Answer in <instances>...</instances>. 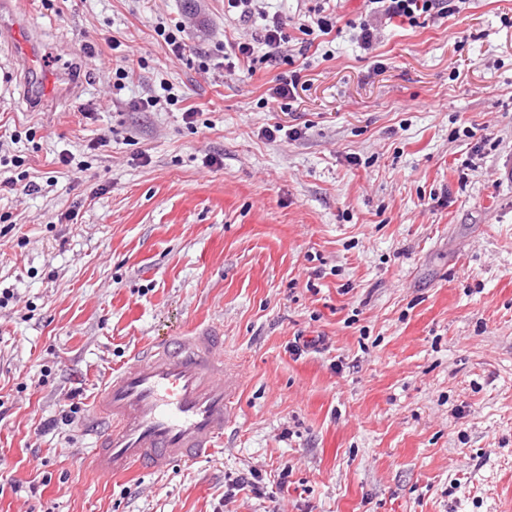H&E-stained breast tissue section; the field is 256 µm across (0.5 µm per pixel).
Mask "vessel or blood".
Listing matches in <instances>:
<instances>
[{
	"label": "vessel or blood",
	"mask_w": 512,
	"mask_h": 512,
	"mask_svg": "<svg viewBox=\"0 0 512 512\" xmlns=\"http://www.w3.org/2000/svg\"><path fill=\"white\" fill-rule=\"evenodd\" d=\"M14 61L31 100L50 92L44 60L20 25L9 29ZM235 422L224 381V334L206 327L151 341L110 372L96 393L88 432L98 475L167 472L204 458Z\"/></svg>",
	"instance_id": "1"
}]
</instances>
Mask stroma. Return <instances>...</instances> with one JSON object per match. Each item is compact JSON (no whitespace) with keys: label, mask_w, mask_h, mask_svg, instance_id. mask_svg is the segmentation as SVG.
<instances>
[{"label":"stroma","mask_w":512,"mask_h":512,"mask_svg":"<svg viewBox=\"0 0 512 512\" xmlns=\"http://www.w3.org/2000/svg\"><path fill=\"white\" fill-rule=\"evenodd\" d=\"M269 7L301 70L285 112L263 106L288 70L265 45L225 67L262 22L224 0L0 5L60 86L30 101L0 47V512H512V0L374 18L368 49L346 26L302 43L305 0ZM180 19L178 57L155 28ZM163 82L180 103L135 109ZM277 123L299 137L262 136ZM208 326L223 446L97 476L105 376ZM250 469L263 497L233 488Z\"/></svg>","instance_id":"1"}]
</instances>
